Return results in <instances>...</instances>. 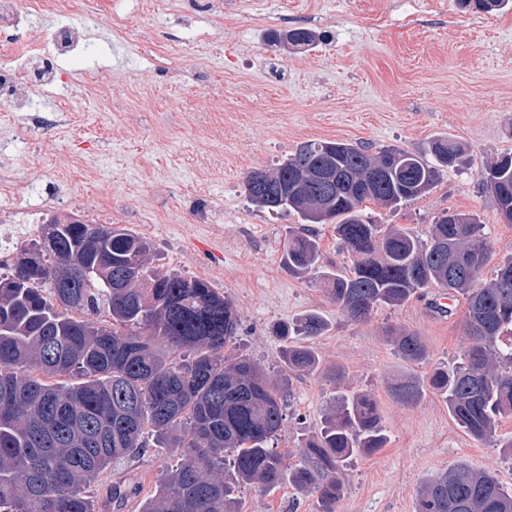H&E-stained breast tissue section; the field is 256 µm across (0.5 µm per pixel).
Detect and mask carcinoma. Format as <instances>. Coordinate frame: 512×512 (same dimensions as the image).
Here are the masks:
<instances>
[{"label": "carcinoma", "instance_id": "1", "mask_svg": "<svg viewBox=\"0 0 512 512\" xmlns=\"http://www.w3.org/2000/svg\"><path fill=\"white\" fill-rule=\"evenodd\" d=\"M283 39L306 48L314 34L294 28ZM464 152L446 137L432 140L427 156L310 141L277 167L250 173L245 191L254 206L299 218L285 245L288 272H319L351 323L427 288L461 295L465 346L453 366L424 378L406 371L388 391L406 407L429 390L442 395L466 434L512 454V437L497 438L499 419L512 414V258L481 278L493 254L487 225L473 213L443 212L422 241L362 209L425 196ZM395 156L410 176L391 166ZM485 173L497 211L512 224V155ZM333 222L352 263L347 272L319 265L316 225ZM151 251L126 228L57 219L0 274V512H95L86 488L154 447L178 450L179 460L142 512H243L234 486L268 492L286 483L314 496L318 512H337L347 463L387 442L376 398L337 395L295 465L275 446L290 377L321 369L304 340L326 332L324 315L312 310L274 328L282 367L269 372L228 353L240 326L233 302L207 280L156 272ZM133 265L142 277L119 281ZM386 341L410 365L429 357L414 330L392 328ZM417 512H512V493L492 474L458 466L421 483Z\"/></svg>", "mask_w": 512, "mask_h": 512}]
</instances>
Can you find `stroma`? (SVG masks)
Segmentation results:
<instances>
[{
  "mask_svg": "<svg viewBox=\"0 0 512 512\" xmlns=\"http://www.w3.org/2000/svg\"><path fill=\"white\" fill-rule=\"evenodd\" d=\"M112 0L111 12L80 18L86 45L58 55L63 90L36 92L25 112L0 105V165L33 183L31 195L0 207L28 209L57 192L75 218L96 215L153 245L157 272L209 280L238 308L241 326L231 354L276 368L281 344L272 328L320 311L327 331L311 339L321 370L293 377L278 446L289 464L321 426L336 395L353 390L378 399L388 441L346 469L338 512H416L425 478L464 463L495 475L512 492V457L468 436L436 393L419 404L396 402L385 380L405 370L425 376L453 363L464 347L466 304L452 315L427 299L382 307L365 325L331 305L316 276L284 265V243L298 219L259 210L244 180L270 169L309 141H339L414 153L445 136L466 158L446 169L426 196L389 210L365 202L379 224H398L426 238L445 211L473 212L487 225L495 260L512 257V224L497 212L484 179L486 162L512 152V8L475 13L456 0H238L211 13L192 0ZM127 20L123 34L113 14ZM307 28L315 46L276 41L277 32ZM78 106L76 122L59 126L52 144L38 127L54 120L59 95ZM224 227L223 234L212 225ZM390 327L423 336L430 356L407 366L385 342ZM340 371L339 380L328 378ZM177 462L172 449L147 450L120 475L137 486L120 512H141L162 475ZM245 512H317L313 496L290 485L260 494L237 490Z\"/></svg>",
  "mask_w": 512,
  "mask_h": 512,
  "instance_id": "35a3bbf8",
  "label": "stroma"
}]
</instances>
